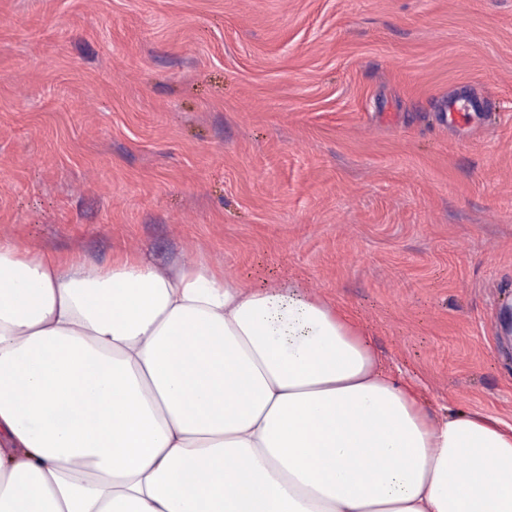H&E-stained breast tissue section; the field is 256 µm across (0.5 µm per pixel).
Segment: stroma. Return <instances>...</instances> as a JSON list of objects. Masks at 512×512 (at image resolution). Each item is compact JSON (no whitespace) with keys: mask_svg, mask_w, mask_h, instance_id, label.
Listing matches in <instances>:
<instances>
[{"mask_svg":"<svg viewBox=\"0 0 512 512\" xmlns=\"http://www.w3.org/2000/svg\"><path fill=\"white\" fill-rule=\"evenodd\" d=\"M0 238L297 281L512 425V0H0Z\"/></svg>","mask_w":512,"mask_h":512,"instance_id":"35a3bbf8","label":"stroma"}]
</instances>
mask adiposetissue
<instances>
[{
    "mask_svg": "<svg viewBox=\"0 0 512 512\" xmlns=\"http://www.w3.org/2000/svg\"><path fill=\"white\" fill-rule=\"evenodd\" d=\"M0 512H512V426L297 282L0 239Z\"/></svg>",
    "mask_w": 512,
    "mask_h": 512,
    "instance_id": "1",
    "label": "adipose tissue"
}]
</instances>
